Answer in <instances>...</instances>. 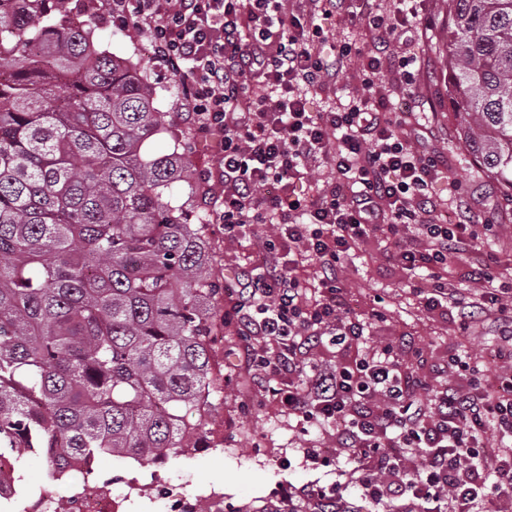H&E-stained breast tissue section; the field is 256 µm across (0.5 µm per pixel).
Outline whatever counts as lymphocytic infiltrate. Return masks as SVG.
<instances>
[{"label": "lymphocytic infiltrate", "instance_id": "lymphocytic-infiltrate-1", "mask_svg": "<svg viewBox=\"0 0 512 512\" xmlns=\"http://www.w3.org/2000/svg\"><path fill=\"white\" fill-rule=\"evenodd\" d=\"M115 24L148 34L156 65L178 77L197 138L219 160L224 196L215 215L227 236L273 227L256 265L236 276L225 311L237 320L246 349L289 416L302 428L335 425L346 454L344 481L282 490L321 512L346 485L396 512H512V307L483 295L479 311L501 327L488 374L460 347L448 352L450 380L431 389L406 358L420 350L372 347L366 331L380 307L351 310L339 279L341 261L365 238L390 240L391 257L420 288L427 312H455L469 329L476 312L449 290L440 272L466 248L473 217L449 185L435 195L445 167L411 145L375 83L384 67L417 64L415 0H387L382 13L355 10L354 0H110ZM345 14L370 36L367 76L338 110L311 112L310 89L335 84L351 45L321 49L323 20ZM323 160L332 175L316 195L295 197L293 184ZM462 213L447 223L444 209ZM424 246H417L416 236ZM315 258L322 277L307 301L297 275L300 256ZM274 351H266V344ZM333 346L346 357L331 365L316 352Z\"/></svg>", "mask_w": 512, "mask_h": 512}]
</instances>
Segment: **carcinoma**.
Masks as SVG:
<instances>
[{"mask_svg":"<svg viewBox=\"0 0 512 512\" xmlns=\"http://www.w3.org/2000/svg\"><path fill=\"white\" fill-rule=\"evenodd\" d=\"M70 0H0V456L182 455L215 407L224 325L186 151L145 155L168 112L131 60L97 49ZM448 105L512 197V0H448Z\"/></svg>","mask_w":512,"mask_h":512,"instance_id":"1","label":"carcinoma"}]
</instances>
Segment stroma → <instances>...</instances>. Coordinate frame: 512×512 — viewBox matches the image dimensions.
Instances as JSON below:
<instances>
[{
    "label": "stroma",
    "instance_id": "35a3bbf8",
    "mask_svg": "<svg viewBox=\"0 0 512 512\" xmlns=\"http://www.w3.org/2000/svg\"><path fill=\"white\" fill-rule=\"evenodd\" d=\"M71 11L74 17L91 22L99 49L132 58L138 64L156 89L157 110L172 114L171 128L151 140L150 149L159 151L186 143L187 165L193 174L215 171L216 156L197 143L181 110L178 80L156 68L148 39L132 27L113 25L107 0H72ZM419 15L427 29L426 38L412 46L421 59L420 68L409 77L395 68H386L381 89L391 111L419 114L425 150L442 157L449 175L457 179L466 204L480 216L474 226V245L480 252L497 257L500 275L494 286L506 295L512 293V199L467 154L450 114L445 66L448 0H424ZM363 74V58L350 56L336 86L309 93L310 111L334 109L339 98L360 86ZM172 195L177 202L190 203L195 213L210 222L205 250L213 279L224 281L253 265L270 231L259 227L242 236L228 237L221 225L212 223L213 203L224 195L220 180L211 178L193 198L184 188L174 189ZM388 250L386 239L368 238L352 251L343 278L346 297L353 306L366 309L374 298L382 300L384 318L372 325L371 342L409 341L422 347V356L414 366L435 386L447 379L444 366L449 344L469 347L478 365H485L498 339L490 318L480 319L464 333L450 316L427 313L405 272L387 260ZM244 346L238 326L226 323L214 342V363L226 378L224 400L193 439L191 454L148 466L127 463L109 454L96 457V476L111 479L113 491L127 496L128 512H165L164 501L150 496L151 483L157 477L190 498L206 496L213 490L223 493L224 512H274L282 488L313 482L328 485L338 480L345 454L337 448L330 430L302 433L295 420L289 419L273 400L269 384L258 377L244 354ZM309 448L329 449L330 463L308 458L305 451Z\"/></svg>",
    "mask_w": 512,
    "mask_h": 512
}]
</instances>
